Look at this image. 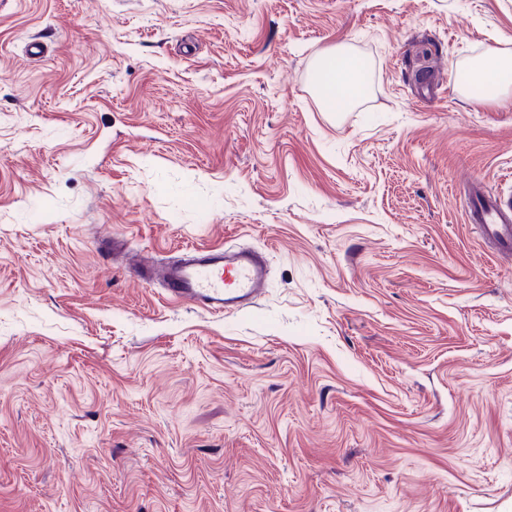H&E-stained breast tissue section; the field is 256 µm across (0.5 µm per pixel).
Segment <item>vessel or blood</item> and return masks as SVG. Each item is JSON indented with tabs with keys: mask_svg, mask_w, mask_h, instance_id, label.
<instances>
[{
	"mask_svg": "<svg viewBox=\"0 0 512 512\" xmlns=\"http://www.w3.org/2000/svg\"><path fill=\"white\" fill-rule=\"evenodd\" d=\"M467 182L465 222L492 245L497 256L511 257L512 197L485 192L476 177H468ZM131 271L143 284L161 282L169 300L221 314L256 303L268 286L270 264L259 249L191 245L163 263L135 260Z\"/></svg>",
	"mask_w": 512,
	"mask_h": 512,
	"instance_id": "obj_1",
	"label": "vessel or blood"
}]
</instances>
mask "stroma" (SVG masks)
<instances>
[{
  "label": "stroma",
  "instance_id": "35a3bbf8",
  "mask_svg": "<svg viewBox=\"0 0 512 512\" xmlns=\"http://www.w3.org/2000/svg\"><path fill=\"white\" fill-rule=\"evenodd\" d=\"M492 49L512 0H0V512H512ZM117 235L268 249V291L169 301ZM317 70L323 71L319 78L323 84H317L318 94L331 112L358 97L360 67L349 52L338 49L323 52L318 58ZM476 76L483 77L484 85L481 86V89L488 99L500 96L512 85L511 56H507L499 50L488 52L480 62L460 73L461 88L463 90L471 88ZM470 186L463 207L464 220L481 240L491 244L498 257L512 256V197L486 193L481 180L469 176Z\"/></svg>",
  "mask_w": 512,
  "mask_h": 512
}]
</instances>
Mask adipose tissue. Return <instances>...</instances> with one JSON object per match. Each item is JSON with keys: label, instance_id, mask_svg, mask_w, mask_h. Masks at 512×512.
I'll return each mask as SVG.
<instances>
[{"label": "adipose tissue", "instance_id": "ef3b65f1", "mask_svg": "<svg viewBox=\"0 0 512 512\" xmlns=\"http://www.w3.org/2000/svg\"><path fill=\"white\" fill-rule=\"evenodd\" d=\"M317 68L321 72L318 94L328 109L355 101L360 93L361 73L349 52L327 50L319 56ZM478 76L484 80L487 98L500 96L512 87V57L497 50L488 52L480 62L460 73L461 88H471Z\"/></svg>", "mask_w": 512, "mask_h": 512}]
</instances>
